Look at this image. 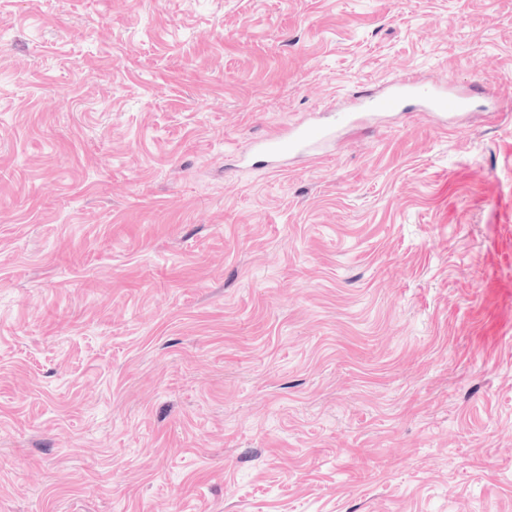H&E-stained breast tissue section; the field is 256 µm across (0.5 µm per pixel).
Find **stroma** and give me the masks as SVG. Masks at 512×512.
Listing matches in <instances>:
<instances>
[{"mask_svg": "<svg viewBox=\"0 0 512 512\" xmlns=\"http://www.w3.org/2000/svg\"><path fill=\"white\" fill-rule=\"evenodd\" d=\"M409 75L331 156L228 152ZM512 0H0V512H512ZM386 87L378 94H365L360 105L373 112L389 113L405 112L412 102L414 112L447 116L469 107L474 85L462 90L450 79L448 84L426 86L411 75L389 82Z\"/></svg>", "mask_w": 512, "mask_h": 512, "instance_id": "stroma-1", "label": "stroma"}]
</instances>
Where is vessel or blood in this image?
Wrapping results in <instances>:
<instances>
[{
    "instance_id": "vessel-or-blood-1",
    "label": "vessel or blood",
    "mask_w": 512,
    "mask_h": 512,
    "mask_svg": "<svg viewBox=\"0 0 512 512\" xmlns=\"http://www.w3.org/2000/svg\"><path fill=\"white\" fill-rule=\"evenodd\" d=\"M470 90L459 89L455 83L427 86L409 76L389 82L383 92L363 96L362 106L373 112H429L447 116L469 107ZM336 141V125L332 123L296 125L286 131L254 140L252 155L267 160L278 169L290 161L324 152Z\"/></svg>"
}]
</instances>
